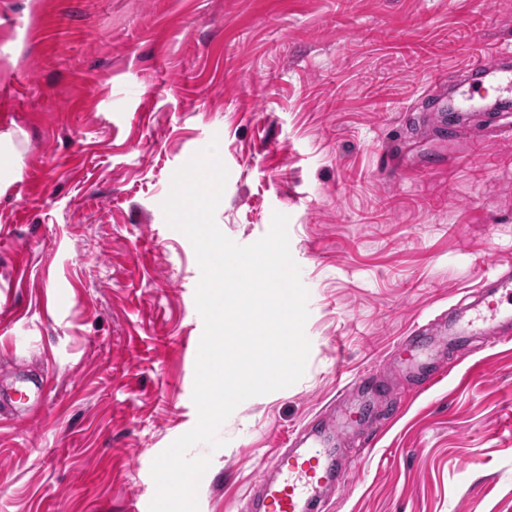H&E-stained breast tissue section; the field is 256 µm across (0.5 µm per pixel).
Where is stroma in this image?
<instances>
[{"mask_svg": "<svg viewBox=\"0 0 512 512\" xmlns=\"http://www.w3.org/2000/svg\"><path fill=\"white\" fill-rule=\"evenodd\" d=\"M506 40L512 0H0V512H149L204 331L161 204L213 142L220 230L289 218L310 354L188 450L211 460L198 512H245L330 418L348 479L325 512H512V338L448 344L432 386L403 348L512 263V110L433 120Z\"/></svg>", "mask_w": 512, "mask_h": 512, "instance_id": "obj_1", "label": "stroma"}]
</instances>
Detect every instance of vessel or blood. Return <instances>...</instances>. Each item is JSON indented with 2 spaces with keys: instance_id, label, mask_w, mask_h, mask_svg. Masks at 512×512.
<instances>
[{
  "instance_id": "obj_1",
  "label": "vessel or blood",
  "mask_w": 512,
  "mask_h": 512,
  "mask_svg": "<svg viewBox=\"0 0 512 512\" xmlns=\"http://www.w3.org/2000/svg\"><path fill=\"white\" fill-rule=\"evenodd\" d=\"M498 56L496 63L473 65L472 74L497 89L512 88V69L499 65L512 56V45H502ZM493 282V293L471 306L460 333L475 335L493 326H512V277L497 273ZM293 438L295 447L281 449L269 471L259 476L249 501L251 512H320L324 492L343 484L345 474L336 466L331 430L308 426Z\"/></svg>"
}]
</instances>
